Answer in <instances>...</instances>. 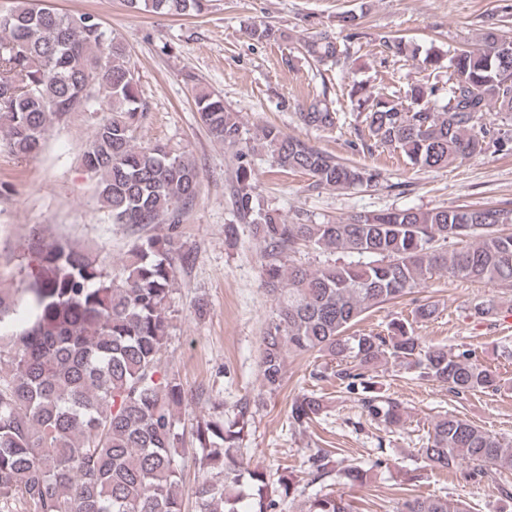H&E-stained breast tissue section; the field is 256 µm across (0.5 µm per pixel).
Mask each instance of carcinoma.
Here are the masks:
<instances>
[{"label":"carcinoma","instance_id":"carcinoma-1","mask_svg":"<svg viewBox=\"0 0 512 512\" xmlns=\"http://www.w3.org/2000/svg\"><path fill=\"white\" fill-rule=\"evenodd\" d=\"M134 12L200 14L208 0H124ZM319 62H341L347 47L325 31L309 46ZM124 43L94 14L68 15L35 0L0 7V140L16 156L36 154L49 128L67 122L88 99L106 112L93 118L80 153L97 180L96 195L114 224H167L171 232L139 238L116 274L70 242L46 237L31 247L26 286L0 290V512H184L185 432L178 414L188 405L178 375L161 370L169 336V301L177 267L190 251L173 229L198 195L200 171L169 145L136 143L144 102ZM448 87H411L406 101L352 88L369 136L421 168H444L485 151L512 149V140L485 123L512 114V39L494 27L482 47L452 58ZM200 120L234 155L232 205L261 246L262 287L275 309L260 337L259 373L272 394L283 385L289 353L335 360V376L358 395L362 409L388 425L402 420L400 402L385 396L377 369L392 362L456 397L501 389L499 375L475 351L428 345L407 321L387 333H348L379 305L400 299L437 275L512 288V207L460 205L391 209L326 224H290L258 193L254 157L265 153L283 172L308 176L306 190L370 185L379 173L350 165L274 126L252 135L224 98L196 97ZM309 127L332 130L340 113L315 100L299 113ZM456 245L448 250V244ZM311 246L360 257L314 269L294 256ZM260 401L244 398L230 418L209 414L191 427L197 474L196 512H281L299 481L245 462L241 446ZM323 400L304 393L288 418L303 427L322 415ZM431 467L480 482L512 470V444L456 415L436 421L419 449ZM388 468L337 470L332 450L313 448L309 483L320 490L299 512H353L328 482L367 484ZM248 475L243 487L242 475ZM397 512H468L442 498L408 496Z\"/></svg>","mask_w":512,"mask_h":512}]
</instances>
